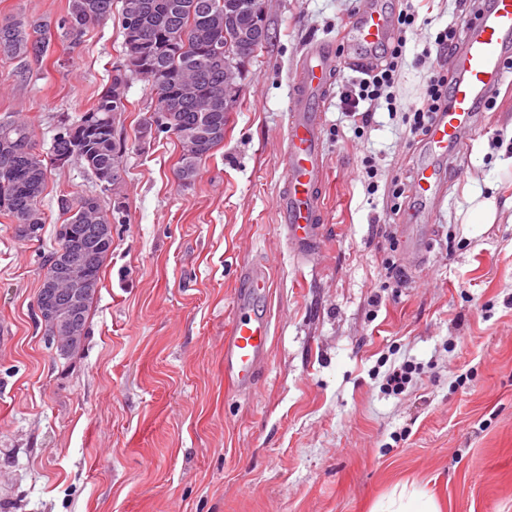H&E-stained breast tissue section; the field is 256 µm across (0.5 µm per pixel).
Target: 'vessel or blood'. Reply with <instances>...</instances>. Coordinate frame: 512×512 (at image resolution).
I'll return each mask as SVG.
<instances>
[{
	"instance_id": "vessel-or-blood-1",
	"label": "vessel or blood",
	"mask_w": 512,
	"mask_h": 512,
	"mask_svg": "<svg viewBox=\"0 0 512 512\" xmlns=\"http://www.w3.org/2000/svg\"><path fill=\"white\" fill-rule=\"evenodd\" d=\"M393 0H359L342 34L347 55L337 59L325 42L308 43L289 82L286 137L287 175L279 192L277 210L289 240L308 248L320 237L322 205L327 179L323 157L325 95L339 66L367 68L376 54L394 38ZM512 56V0H489L481 16L466 26L462 49L454 56L455 75L448 89V105L437 112L414 166L411 197L419 211L415 223L400 227L403 250L413 262L423 260L424 244L448 196L446 171L463 153L478 130L477 117L493 92L511 72L505 60ZM266 268L241 267L233 302V316L224 334V379L237 391H253L265 364L274 334L267 312L254 302L269 288Z\"/></svg>"
}]
</instances>
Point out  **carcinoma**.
<instances>
[{"instance_id":"1","label":"carcinoma","mask_w":512,"mask_h":512,"mask_svg":"<svg viewBox=\"0 0 512 512\" xmlns=\"http://www.w3.org/2000/svg\"><path fill=\"white\" fill-rule=\"evenodd\" d=\"M115 10L123 30L122 59L87 110L72 121H59L48 151L38 147L27 121L0 117V210L12 223L28 225L18 237L31 241L41 236L45 216L40 201L51 168L75 160L100 189L76 198L70 206L73 214L57 228V245L46 260L45 282L57 275L62 251L80 245L88 253L87 262L67 283L69 288L85 289L81 307L42 322L51 344L71 328L86 335L101 269L112 252V243L96 238L95 226L112 223L102 194H111L112 210L122 208L121 183L112 180V169L123 164L126 145L116 137L112 115L126 110L130 78L146 79L154 94L139 133L146 137L155 131L176 138L180 158L174 176L182 185L196 179L199 163L224 141L222 136L204 135L229 120L224 112V53L219 47L234 34H224V0H68L65 13L54 21L1 15L0 55L42 58L57 40L72 52L92 28L112 19ZM238 28L253 33L252 48L245 55L250 60L268 35L259 33L249 14L240 16Z\"/></svg>"}]
</instances>
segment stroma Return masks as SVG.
<instances>
[{
  "mask_svg": "<svg viewBox=\"0 0 512 512\" xmlns=\"http://www.w3.org/2000/svg\"><path fill=\"white\" fill-rule=\"evenodd\" d=\"M355 2L265 0L270 38L190 185L174 179V137H140L153 94L130 80L116 120L123 208L79 350L48 344L35 300L70 216L62 202L96 191L94 178L76 162L51 171L40 239L18 238L0 214V512H370L399 483L442 512H512V86L452 168L423 267L395 233L415 205L393 215L357 177L368 152L383 182L405 176L419 146L383 109L355 135L338 107L346 67L323 108V232L302 256L279 222L291 72L310 40L342 52ZM419 12L432 23L408 38L401 109L422 96L426 53L457 17L455 0ZM122 41L112 19L72 53L0 56V116L24 118L49 147L59 117L107 83ZM476 187L500 204L497 223H462ZM391 261L400 282L386 278ZM252 262L270 274L274 335L244 394L224 382V332L236 272ZM384 354L421 365L402 396L373 378Z\"/></svg>",
  "mask_w": 512,
  "mask_h": 512,
  "instance_id": "1",
  "label": "stroma"
}]
</instances>
